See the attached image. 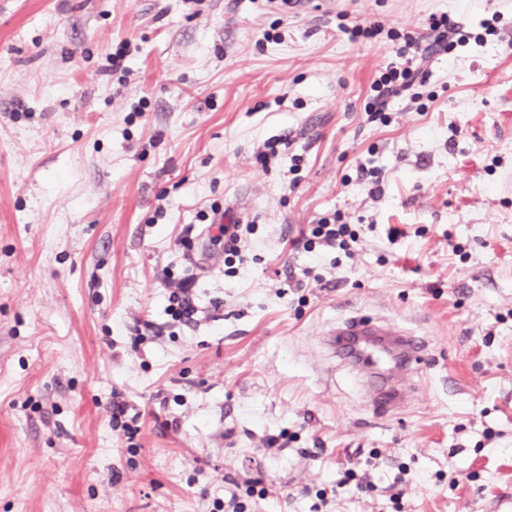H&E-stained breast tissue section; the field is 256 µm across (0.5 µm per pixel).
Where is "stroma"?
I'll return each mask as SVG.
<instances>
[{"label": "stroma", "mask_w": 512, "mask_h": 512, "mask_svg": "<svg viewBox=\"0 0 512 512\" xmlns=\"http://www.w3.org/2000/svg\"><path fill=\"white\" fill-rule=\"evenodd\" d=\"M433 13L468 41L369 121L388 31ZM215 202L256 226L230 274L178 240ZM335 213L352 256L297 248ZM167 269L195 278L194 323L168 316ZM354 316L429 337L403 411L324 345ZM138 319L161 334L134 344ZM349 470L372 491L336 490ZM232 491L246 512H512V0H0V512ZM130 410L134 413L127 415ZM136 410L135 407L129 406L126 402L113 401L112 403V424L114 427L121 426L127 433L129 440H133L139 432L137 423L140 419V412Z\"/></svg>", "instance_id": "obj_1"}]
</instances>
